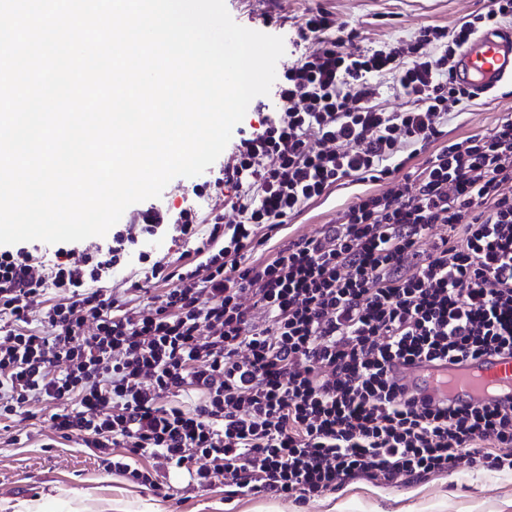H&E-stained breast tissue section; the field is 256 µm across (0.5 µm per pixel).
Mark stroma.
Returning <instances> with one entry per match:
<instances>
[{
  "label": "stroma",
  "mask_w": 512,
  "mask_h": 512,
  "mask_svg": "<svg viewBox=\"0 0 512 512\" xmlns=\"http://www.w3.org/2000/svg\"><path fill=\"white\" fill-rule=\"evenodd\" d=\"M488 4L489 0H225L237 24L270 35L278 34L279 20L292 22L307 10L323 7L356 26L369 44L408 38L426 25L454 29ZM507 113L512 114V94L496 90L476 98L451 119L448 135L456 139L487 132ZM217 174L212 166L196 177L174 178L158 202L194 205L199 233L207 235L212 214L223 213L224 202L197 198L193 188ZM386 188L383 182L344 180L290 218L268 242V253L317 236L357 196L379 194ZM56 409V403L43 401L34 405V417L0 420V512H25L32 502L43 512H512V474L475 469L465 461L442 475L383 488L350 481L306 501L264 495L228 499L222 484L197 487L177 478L165 497L105 472L81 436H57L49 419ZM15 431L29 434V441L11 444L9 437Z\"/></svg>",
  "instance_id": "obj_1"
}]
</instances>
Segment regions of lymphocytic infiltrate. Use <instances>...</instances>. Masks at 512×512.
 I'll return each instance as SVG.
<instances>
[{"instance_id":"obj_1","label":"lymphocytic infiltrate","mask_w":512,"mask_h":512,"mask_svg":"<svg viewBox=\"0 0 512 512\" xmlns=\"http://www.w3.org/2000/svg\"><path fill=\"white\" fill-rule=\"evenodd\" d=\"M509 23L512 0H491L455 30L426 25L362 48L332 12L304 14L292 44L317 49L283 70L275 108L240 133L213 182L235 220L215 218L201 239L193 208L138 210L143 233L172 229L199 258L149 263L130 286L149 298L140 311L100 286L131 254L149 262L132 233L85 254L57 247L41 273L28 248L0 246V417L59 402L61 437L83 436L105 471L156 491L173 473L230 497L304 500L355 479L444 474L464 458L512 472V405L418 402L392 376L421 359L512 355V116L487 134L445 132L472 99L452 80L458 49ZM386 84L406 109L382 105ZM427 148L399 177L396 159ZM349 177L389 186L320 236L253 259ZM52 288L66 298L33 327L30 308ZM188 386L201 395L191 411L171 402Z\"/></svg>"}]
</instances>
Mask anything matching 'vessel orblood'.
<instances>
[{
    "label": "vessel or blood",
    "instance_id": "obj_1",
    "mask_svg": "<svg viewBox=\"0 0 512 512\" xmlns=\"http://www.w3.org/2000/svg\"><path fill=\"white\" fill-rule=\"evenodd\" d=\"M454 81L484 94L512 82V30L492 27L474 35L461 49ZM417 399L444 401L459 407L512 403V357L485 354L457 364L421 361L400 375Z\"/></svg>",
    "mask_w": 512,
    "mask_h": 512
}]
</instances>
